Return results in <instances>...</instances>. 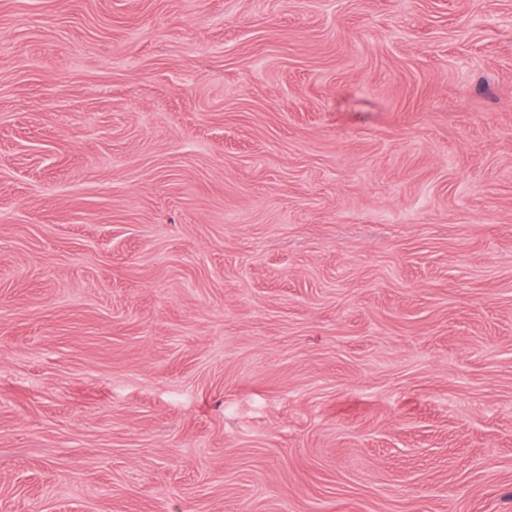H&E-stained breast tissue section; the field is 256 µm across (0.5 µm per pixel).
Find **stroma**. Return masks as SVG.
Instances as JSON below:
<instances>
[{
	"mask_svg": "<svg viewBox=\"0 0 512 512\" xmlns=\"http://www.w3.org/2000/svg\"><path fill=\"white\" fill-rule=\"evenodd\" d=\"M0 512H512V0H0Z\"/></svg>",
	"mask_w": 512,
	"mask_h": 512,
	"instance_id": "stroma-1",
	"label": "stroma"
}]
</instances>
